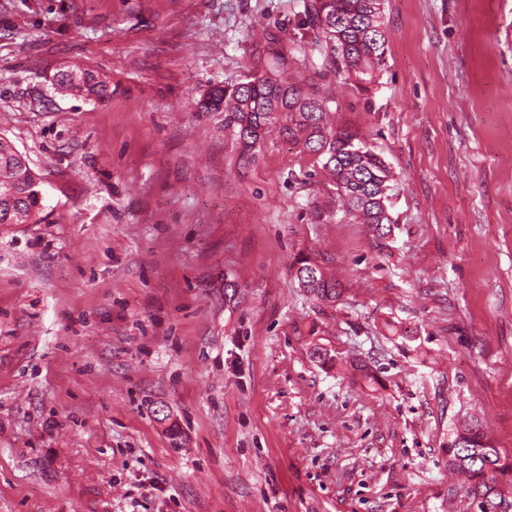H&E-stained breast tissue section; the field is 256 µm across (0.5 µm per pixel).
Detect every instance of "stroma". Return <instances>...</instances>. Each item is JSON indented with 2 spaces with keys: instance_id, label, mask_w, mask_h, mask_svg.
Instances as JSON below:
<instances>
[{
  "instance_id": "35a3bbf8",
  "label": "stroma",
  "mask_w": 512,
  "mask_h": 512,
  "mask_svg": "<svg viewBox=\"0 0 512 512\" xmlns=\"http://www.w3.org/2000/svg\"><path fill=\"white\" fill-rule=\"evenodd\" d=\"M306 2L0 0V136L41 192L0 224V512H473L455 426L512 455V0H383L362 81ZM276 33L393 171L386 237L301 146L244 163L197 110ZM76 67L111 97L59 92ZM296 268L298 271L304 268L305 272H309L308 277L301 278L297 274L294 279L314 300L336 302L340 298L342 288L339 282L332 277H328L318 265L312 263L308 258L298 259L294 265V269Z\"/></svg>"
}]
</instances>
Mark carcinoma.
Listing matches in <instances>:
<instances>
[{"label":"carcinoma","mask_w":512,"mask_h":512,"mask_svg":"<svg viewBox=\"0 0 512 512\" xmlns=\"http://www.w3.org/2000/svg\"><path fill=\"white\" fill-rule=\"evenodd\" d=\"M306 22L315 39L324 42L334 73L356 79L383 64L387 37L382 23V0H311ZM271 37L264 46L278 70L272 75L249 74L231 87L215 86L196 102L199 112L224 114V127L233 130L246 162L255 159L256 145L265 133L279 127V135L321 158L322 169L336 185L338 201L376 235L391 231L387 190L389 166L357 136L329 124V97L317 80L301 85L286 73L287 62ZM63 91L104 100L109 84L92 72L62 70L55 75ZM38 176L23 155L0 138V224H28L40 210ZM295 268L299 286L319 302H335L342 293L307 258ZM448 469L463 477L450 493L464 494L474 512H512V458L501 455L474 420L461 423L448 443Z\"/></svg>","instance_id":"obj_1"}]
</instances>
